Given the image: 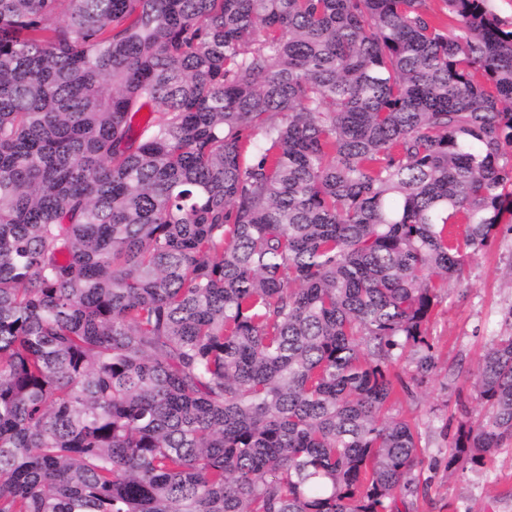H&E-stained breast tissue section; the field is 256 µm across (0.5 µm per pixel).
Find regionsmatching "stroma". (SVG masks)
<instances>
[{"mask_svg": "<svg viewBox=\"0 0 512 512\" xmlns=\"http://www.w3.org/2000/svg\"><path fill=\"white\" fill-rule=\"evenodd\" d=\"M511 265L512 232L503 230L483 251L467 256L463 278L449 284L436 308L428 329L436 372L417 376L405 355L393 367L409 386L397 394L394 411L418 422L423 446L411 512H512V448L500 449L465 476L445 468L459 418L483 411L474 374L512 310V280L505 276Z\"/></svg>", "mask_w": 512, "mask_h": 512, "instance_id": "obj_1", "label": "stroma"}]
</instances>
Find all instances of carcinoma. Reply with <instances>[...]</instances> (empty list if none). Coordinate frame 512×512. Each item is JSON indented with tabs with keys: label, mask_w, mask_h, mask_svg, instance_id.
I'll list each match as a JSON object with an SVG mask.
<instances>
[{
	"label": "carcinoma",
	"mask_w": 512,
	"mask_h": 512,
	"mask_svg": "<svg viewBox=\"0 0 512 512\" xmlns=\"http://www.w3.org/2000/svg\"><path fill=\"white\" fill-rule=\"evenodd\" d=\"M0 0V512H395L391 367L512 231L493 0ZM446 468L512 445V310Z\"/></svg>",
	"instance_id": "1"
}]
</instances>
